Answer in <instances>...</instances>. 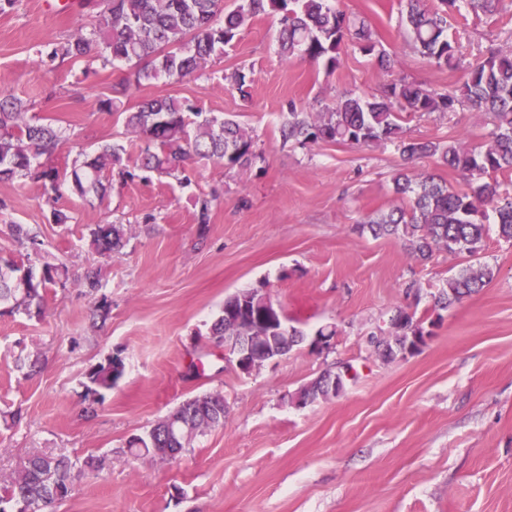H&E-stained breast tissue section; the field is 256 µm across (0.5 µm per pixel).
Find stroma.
Returning a JSON list of instances; mask_svg holds the SVG:
<instances>
[{
    "instance_id": "obj_1",
    "label": "stroma",
    "mask_w": 512,
    "mask_h": 512,
    "mask_svg": "<svg viewBox=\"0 0 512 512\" xmlns=\"http://www.w3.org/2000/svg\"><path fill=\"white\" fill-rule=\"evenodd\" d=\"M69 0H16L0 10V81L27 101L29 114L60 126L66 141L53 158L69 168L103 142L127 148L134 167L142 140L100 98L130 74L96 53L48 68L37 46L91 31L96 10ZM369 22L407 80L438 91L460 71L418 52L400 23L399 0H340ZM277 20L246 22L223 57L180 82L131 87L129 100L171 96L221 117L237 114L251 132L256 160L247 169L194 164L191 183L136 169L114 180L91 205L71 183L44 195L29 180L0 181V256L22 258L6 233L20 224L42 241V261L68 268L41 314L0 316V477L34 452H62L77 467L75 490L50 512H512V243L484 221L482 263L496 269L478 294L444 311L420 352L385 362L365 348L391 310L431 304L430 294L460 268L434 253L414 261L401 242L360 233L368 216L394 203L393 177L404 162L393 146L355 147L283 141L289 105L320 111L338 97L374 91L387 80L374 61L348 49L334 73L305 59L285 60ZM448 34L463 62L512 42V10L486 18L461 9ZM253 71L250 103L226 75ZM406 137L475 146L493 129L469 106L442 114H403ZM217 197L206 227L194 201ZM71 215L50 223L52 209ZM126 224L124 247L100 254L91 232ZM101 280L96 294L79 281ZM265 287L307 334L334 325L329 351L301 345L283 359L241 373L210 334L225 299ZM106 314L92 317L99 303ZM121 353L125 372L100 403L83 398L89 368ZM348 362L360 377L338 397L303 407L291 397L327 367ZM209 393L227 405L223 427L199 434L174 460L137 458L128 439L183 402ZM102 468H83L86 458Z\"/></svg>"
}]
</instances>
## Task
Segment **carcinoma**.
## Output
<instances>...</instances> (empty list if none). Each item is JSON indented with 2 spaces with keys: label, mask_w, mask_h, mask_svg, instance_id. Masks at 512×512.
<instances>
[{
  "label": "carcinoma",
  "mask_w": 512,
  "mask_h": 512,
  "mask_svg": "<svg viewBox=\"0 0 512 512\" xmlns=\"http://www.w3.org/2000/svg\"><path fill=\"white\" fill-rule=\"evenodd\" d=\"M100 8L97 26L90 34L77 31L63 44L45 45L38 51L39 63L51 66L56 60L80 57L98 46L103 65L132 63L136 69L126 82L113 87V97L100 101V109L125 114L126 131L144 141L140 168L190 181L189 164L212 161L233 168H245L255 158L253 138L235 116L205 115L195 105L172 97H157L123 109L119 96L130 86L161 77L180 81L204 68L209 60L224 55L239 28L249 18L278 15L277 42L281 55L290 60L304 57L324 66L329 73L341 65L348 47L353 46L375 59L378 69L393 72L392 58L363 20L354 22L336 8L334 0H240L236 9L224 12V0H83ZM405 21L420 53L430 62L450 70L460 68L459 43L448 37V17L459 10L460 0H437L429 8L424 0H403ZM474 13L494 15L506 0H465ZM253 72L239 67L229 82L247 97ZM461 102L488 115L494 129L478 146L460 142L442 144L407 138L399 124L404 112H453ZM284 141L329 142L361 147L394 146L405 162L438 157L458 173L459 187L431 173L399 171L394 192L399 203L362 224L373 238L393 237L408 254L420 261L434 252L456 257L465 255L467 265L448 277L431 293L432 307L420 315L412 306H397L385 326L367 340L368 347L382 361L403 358L406 348L418 352L413 337L432 335L441 312L479 293L496 275V270L478 261L484 246L486 209L495 214L500 239L512 243V191L498 180L499 173H512V46L491 47L474 64L463 68L457 91L438 92L401 77L382 84L378 92L344 96L323 112H309L290 105L280 127ZM64 143L61 128L33 122L26 106L10 91L0 88V181L29 179L46 190L57 191L59 182L70 179L82 197L103 200L113 177H133L124 165L126 148L107 143L93 156L75 159L71 169L60 171L39 158L53 156ZM123 224H98L92 230L93 244L110 255L123 246ZM68 280L62 263L42 264L35 273L31 255L19 262L0 259V306L9 312H42L47 289ZM27 288H20L19 282ZM218 341L240 336L242 331L224 323L220 316L211 326ZM340 367L326 368L302 387L304 403L338 397L332 392L333 375ZM84 398L97 402L101 391L115 385L112 357L92 366L87 374ZM224 396L207 394L184 402L142 435H135L127 447L137 457L158 458L179 455L195 436L224 426ZM75 464L65 456L35 452L24 459L11 477L0 482V504L27 503L32 512H48L74 489Z\"/></svg>",
  "instance_id": "1"
}]
</instances>
